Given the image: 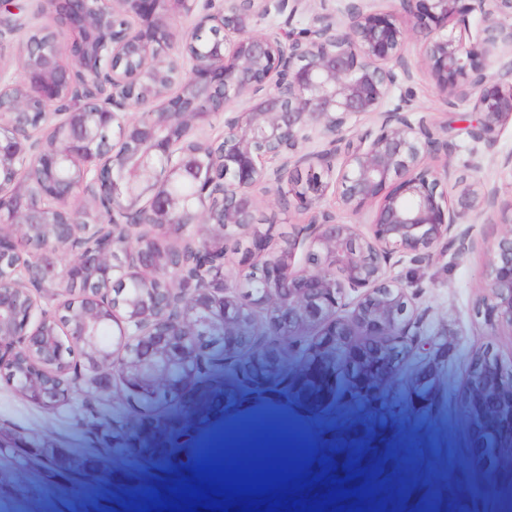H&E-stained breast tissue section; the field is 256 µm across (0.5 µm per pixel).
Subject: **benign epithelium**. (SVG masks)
<instances>
[{"mask_svg":"<svg viewBox=\"0 0 512 512\" xmlns=\"http://www.w3.org/2000/svg\"><path fill=\"white\" fill-rule=\"evenodd\" d=\"M308 2L39 0L42 23L0 20V38L19 35V74L0 65V369L30 401L71 397L68 347L117 371L142 428L143 399L168 400L218 364L246 379L296 369L335 401L417 391L423 319L391 271L438 246L477 248L479 222L509 225L485 313L512 327V216L496 214L478 166H428L453 148L448 124L403 90L413 40L445 102L475 114L470 140L492 144L512 122V27L496 21L512 0H341L297 32L255 31ZM310 131L323 149L300 148ZM259 185L308 220L257 221ZM331 189L336 212L320 208ZM60 253L74 259L60 267ZM65 285L77 295L65 315L27 332L32 289ZM473 373L470 404L498 427L512 373L484 360Z\"/></svg>","mask_w":512,"mask_h":512,"instance_id":"7a95c632","label":"benign epithelium"}]
</instances>
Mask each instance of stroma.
<instances>
[{"mask_svg":"<svg viewBox=\"0 0 512 512\" xmlns=\"http://www.w3.org/2000/svg\"><path fill=\"white\" fill-rule=\"evenodd\" d=\"M405 58L414 71L418 111L444 120L448 106L421 69L415 42L407 43ZM448 139L455 145L449 163L458 169L479 165L480 177L499 188L497 211L512 210V169L500 163L512 153V123L500 128L490 146L455 131ZM472 230L479 246L466 255L439 250L425 265L406 262L395 269L417 287L426 314L424 343L442 334L448 339L422 399L389 390L322 405L292 374L258 382L219 374L185 385L176 406L161 405L151 429L136 431L122 423H91V411L112 403L111 391L88 388L93 370H84L85 381L68 402L51 408L29 401L0 373V436L27 441L23 449H0V512H138L151 497L172 500V487L185 476L183 449L223 447L225 435L239 431L237 410L245 398L259 404L257 426L276 419L315 448L318 470H305L301 488H289L288 498L317 512H512L504 495L512 489V464L500 459L491 465L480 456L481 449H500L505 442L493 433L478 434L466 404L471 353H487L490 363L512 370V327L489 320L483 309L487 247L505 227L476 224ZM363 432L382 441L350 469L348 497H336L333 463ZM409 436L423 444L415 465L400 450ZM50 448L70 449L74 467L51 468Z\"/></svg>","mask_w":512,"mask_h":512,"instance_id":"1","label":"stroma"}]
</instances>
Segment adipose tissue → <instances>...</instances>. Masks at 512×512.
I'll return each mask as SVG.
<instances>
[{
  "label": "adipose tissue",
  "mask_w": 512,
  "mask_h": 512,
  "mask_svg": "<svg viewBox=\"0 0 512 512\" xmlns=\"http://www.w3.org/2000/svg\"><path fill=\"white\" fill-rule=\"evenodd\" d=\"M225 467L241 466L245 469H264L268 466L308 467L313 463L308 449L292 448L287 435H280L276 442H269L261 432L252 430L245 435H231L224 440Z\"/></svg>",
  "instance_id": "ef3b65f1"
}]
</instances>
